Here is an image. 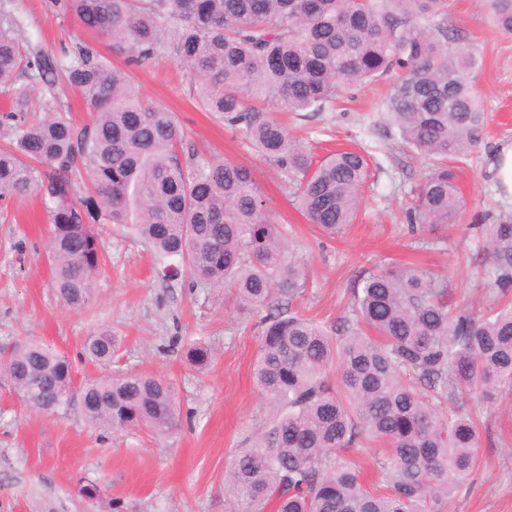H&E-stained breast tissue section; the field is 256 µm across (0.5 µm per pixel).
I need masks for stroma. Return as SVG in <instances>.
<instances>
[{
	"mask_svg": "<svg viewBox=\"0 0 512 512\" xmlns=\"http://www.w3.org/2000/svg\"><path fill=\"white\" fill-rule=\"evenodd\" d=\"M1 8L19 19L23 40L53 54L85 35L45 0H6ZM448 25L457 30L459 46L483 60L474 84L486 128L460 165L464 206L455 224L418 234L411 233L406 212L428 161L395 137L382 110L387 80L353 86L335 108L282 115L315 158L357 148L370 160L373 175L355 223L329 236L291 205L280 170L190 96L171 60L133 70L142 97L176 113L186 147L252 171L273 223L288 229L289 248L310 261L311 277L295 307L324 326L348 315L355 283L378 267L428 269L447 282L454 306L481 312L492 300L480 285L485 269L472 224L488 211L512 212V200L497 191L488 170L495 147L512 142V35L487 25L483 0H448ZM51 230L37 193L0 202V352L37 340L73 362L69 400L48 413L27 407L0 378V512H229L225 468L276 414L253 380L259 312L239 305L230 288L185 271L172 281L158 279L153 251L116 224L98 225L104 261L92 298L84 308H70L50 286ZM102 329L121 338L107 367L82 355L86 338ZM198 340L215 351L204 372L185 358ZM125 373H150L173 385L177 430L106 433L87 422L85 384ZM479 411L481 463L443 512H512V408L483 403Z\"/></svg>",
	"mask_w": 512,
	"mask_h": 512,
	"instance_id": "1",
	"label": "stroma"
}]
</instances>
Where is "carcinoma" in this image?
I'll return each instance as SVG.
<instances>
[{"label": "carcinoma", "mask_w": 512, "mask_h": 512, "mask_svg": "<svg viewBox=\"0 0 512 512\" xmlns=\"http://www.w3.org/2000/svg\"><path fill=\"white\" fill-rule=\"evenodd\" d=\"M63 18L112 39L127 65L165 54L185 71L198 101L278 167L311 223L333 234L353 222L369 177L360 152L316 161L277 119L249 102L322 112L357 83L399 69L385 112L404 147L430 164L406 213L415 231L454 223L463 206L456 167L482 140L485 112L473 78L481 58L454 47L448 0H50ZM494 27L512 34V0H486ZM0 24V88L12 92L0 149V199L40 194L53 224L52 286L70 306L91 298L101 267L96 224L130 228L163 261L231 286L262 311L255 368L272 421L231 461L224 494L233 512H442L480 465L475 409L463 397L512 402V215L475 225L485 239L489 287L501 303L479 316L448 303V286L410 267L378 269L352 289L351 314L332 330L293 308L309 279L286 251L261 189L245 166L212 164L183 148L176 114L144 103L127 70L76 41L52 56L20 42V23ZM21 76L76 89L93 123L65 109L30 122ZM119 339L88 337L84 355L109 365ZM197 370L211 347L192 344ZM29 407L52 411L70 390L69 357L39 341L0 356ZM445 401L456 403L446 410ZM83 412L110 432L178 425L175 393L150 374L87 386ZM378 441L377 480H362L347 451Z\"/></svg>", "instance_id": "carcinoma-1"}]
</instances>
